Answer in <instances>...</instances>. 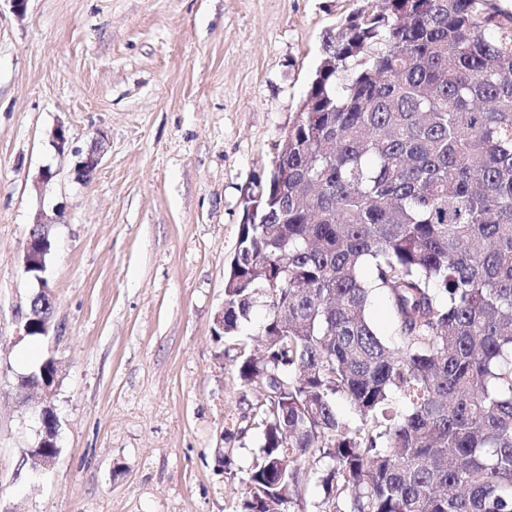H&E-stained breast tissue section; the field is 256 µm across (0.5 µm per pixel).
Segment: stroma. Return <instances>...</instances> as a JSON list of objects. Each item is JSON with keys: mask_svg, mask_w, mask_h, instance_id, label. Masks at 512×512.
<instances>
[{"mask_svg": "<svg viewBox=\"0 0 512 512\" xmlns=\"http://www.w3.org/2000/svg\"><path fill=\"white\" fill-rule=\"evenodd\" d=\"M361 4L28 0L19 16L0 0V512H239L261 431L237 360L268 311L233 341L214 316L323 36ZM98 136L78 177L75 152ZM41 218L54 306L33 340L22 256ZM32 343L59 366L60 452L36 478L16 395Z\"/></svg>", "mask_w": 512, "mask_h": 512, "instance_id": "obj_1", "label": "stroma"}]
</instances>
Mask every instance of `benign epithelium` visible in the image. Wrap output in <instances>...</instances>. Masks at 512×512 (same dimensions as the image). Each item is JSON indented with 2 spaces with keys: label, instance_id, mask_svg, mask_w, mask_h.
<instances>
[{
  "label": "benign epithelium",
  "instance_id": "benign-epithelium-1",
  "mask_svg": "<svg viewBox=\"0 0 512 512\" xmlns=\"http://www.w3.org/2000/svg\"><path fill=\"white\" fill-rule=\"evenodd\" d=\"M102 150V140L96 138L90 147L84 152L81 160L77 163V174L80 177H87L98 165ZM47 223L39 220L30 228L23 253V270L38 284V294L47 302H53V292L45 277L47 268V256L50 251V242L42 228ZM58 385V378L40 379L36 374L31 373L21 378L17 384L18 395L23 401H28L30 394L39 395V401L32 408L33 415L40 423L38 439L36 444L28 449L29 466L32 473H39L50 468L56 460V455L49 452V449L58 447L57 435L58 424L51 423L57 419L52 404Z\"/></svg>",
  "mask_w": 512,
  "mask_h": 512
}]
</instances>
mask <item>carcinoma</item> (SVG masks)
I'll return each mask as SVG.
<instances>
[{
	"instance_id": "1",
	"label": "carcinoma",
	"mask_w": 512,
	"mask_h": 512,
	"mask_svg": "<svg viewBox=\"0 0 512 512\" xmlns=\"http://www.w3.org/2000/svg\"><path fill=\"white\" fill-rule=\"evenodd\" d=\"M281 162L224 280V336L269 310L237 367L270 395L240 512H289L312 479L323 512H512V9L347 17ZM367 313L371 320L378 326L384 337L388 341L394 342V331L390 323L385 298L383 296H376L368 307Z\"/></svg>"
}]
</instances>
